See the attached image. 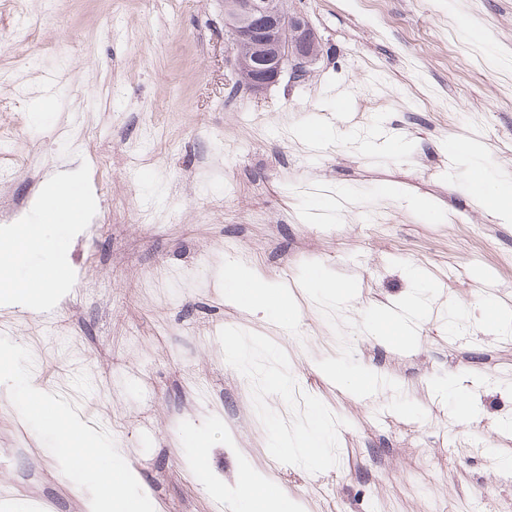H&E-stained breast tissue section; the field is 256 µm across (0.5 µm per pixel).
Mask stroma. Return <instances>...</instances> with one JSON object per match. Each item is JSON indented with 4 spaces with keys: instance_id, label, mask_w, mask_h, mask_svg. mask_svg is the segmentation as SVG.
Returning <instances> with one entry per match:
<instances>
[{
    "instance_id": "35a3bbf8",
    "label": "stroma",
    "mask_w": 512,
    "mask_h": 512,
    "mask_svg": "<svg viewBox=\"0 0 512 512\" xmlns=\"http://www.w3.org/2000/svg\"><path fill=\"white\" fill-rule=\"evenodd\" d=\"M320 43L310 76L240 86L224 0H24L0 19V112L21 163L9 195L30 223L43 183L73 173L94 207L45 230L66 271L56 302L0 301V343L26 374L121 457L155 512H239L243 475L275 483L297 512H512V334L490 325L486 295L512 308V221L481 209L467 140L491 177L512 174V0H289ZM470 27L480 42L460 38ZM48 110H36L37 102ZM331 127L310 144L306 127ZM391 188L383 195L381 187ZM347 190L337 208L321 201ZM163 265L171 277L150 280ZM353 282L330 305L311 267ZM251 270L294 304L279 323L224 295V272ZM416 268L422 283L408 276ZM420 298L414 338L370 335L379 312ZM64 322L68 336H49ZM253 348L252 374L224 354ZM273 348L288 396L267 388ZM383 377L356 396L329 365ZM473 409L458 419L441 383ZM209 390L197 400V384ZM321 409L327 459L278 450ZM207 449H200V440ZM0 512H86L102 488L61 465L45 431L0 386ZM451 151L467 163V171H481L484 168V157L481 148L472 142L467 144L453 143L450 145Z\"/></svg>"
}]
</instances>
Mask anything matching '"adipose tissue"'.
<instances>
[{
	"mask_svg": "<svg viewBox=\"0 0 512 512\" xmlns=\"http://www.w3.org/2000/svg\"><path fill=\"white\" fill-rule=\"evenodd\" d=\"M471 190L478 203L500 216L512 217V179L498 183L478 177L472 180ZM89 208V199L79 180L71 175L46 182L41 189L40 207L33 224L0 241V289L25 299L32 307L46 303L52 284L58 283L59 271L55 261H45L34 274H18V267L44 250V226L59 228L82 223ZM224 293L240 307L263 310L270 319L281 322L291 315V304L285 293L276 290L256 275L240 269L224 275ZM0 381L20 408L29 409L44 398L41 390L26 376L21 365V352L9 345H0ZM53 453L60 461H88L85 481L110 482L107 492L98 494L88 505V512H151L148 502L128 491L127 469L77 419L60 410L53 422L47 424ZM241 512H294L287 496L272 491L265 480L249 477Z\"/></svg>",
	"mask_w": 512,
	"mask_h": 512,
	"instance_id": "obj_1",
	"label": "adipose tissue"
}]
</instances>
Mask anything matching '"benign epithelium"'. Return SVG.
I'll use <instances>...</instances> for the list:
<instances>
[{
	"instance_id": "7a95c632",
	"label": "benign epithelium",
	"mask_w": 512,
	"mask_h": 512,
	"mask_svg": "<svg viewBox=\"0 0 512 512\" xmlns=\"http://www.w3.org/2000/svg\"><path fill=\"white\" fill-rule=\"evenodd\" d=\"M224 23L235 71L254 93L277 82L287 68L296 77L306 75L319 58L312 26L286 0H224Z\"/></svg>"
}]
</instances>
